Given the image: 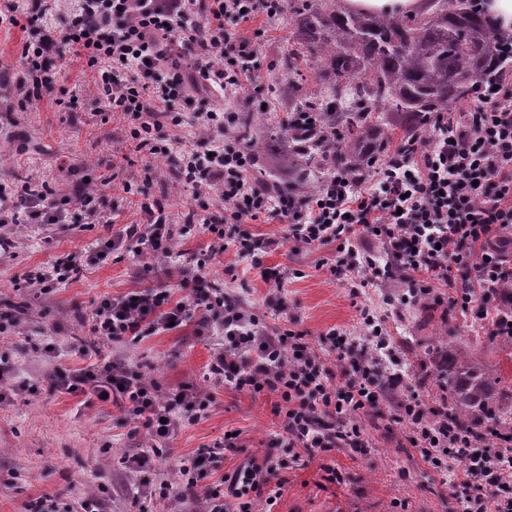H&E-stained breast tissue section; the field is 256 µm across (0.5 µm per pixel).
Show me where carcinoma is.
<instances>
[{
  "instance_id": "obj_1",
  "label": "carcinoma",
  "mask_w": 512,
  "mask_h": 512,
  "mask_svg": "<svg viewBox=\"0 0 512 512\" xmlns=\"http://www.w3.org/2000/svg\"><path fill=\"white\" fill-rule=\"evenodd\" d=\"M414 16L337 12L324 3L293 0L297 29L293 48L284 60L297 66L302 57L320 63L318 78L324 103L315 108L300 93L296 109L319 113L318 134L310 140L286 135L282 157L293 183L312 193L320 180L305 161L319 156L328 168L362 172L380 152L384 130L370 122L371 109L388 105L393 125L421 133L433 112H446L468 97L497 59L493 22L478 0H425ZM240 146L254 158L270 146L259 137L248 114L237 117ZM434 399L447 411L433 418L476 430L509 451L512 438L498 434L512 429V383L488 370L475 352L451 335L440 336L426 353Z\"/></svg>"
}]
</instances>
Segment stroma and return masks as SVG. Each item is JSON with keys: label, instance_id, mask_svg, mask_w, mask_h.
<instances>
[{"label": "stroma", "instance_id": "obj_1", "mask_svg": "<svg viewBox=\"0 0 512 512\" xmlns=\"http://www.w3.org/2000/svg\"><path fill=\"white\" fill-rule=\"evenodd\" d=\"M293 26L288 10L273 19L259 14L242 24L241 32L258 49L254 78L235 98H224L219 91L209 98L214 109L249 113L258 133L268 139L282 137L294 88L313 94L322 89L318 64L296 72L283 64ZM61 65L63 89L78 95L73 111H62L47 99L36 109L12 112L9 124L0 128V179L11 186L25 176L53 187L62 178L73 184L113 171L119 180L138 185L163 203L173 223L182 224L191 202L172 190L175 166L163 157L143 159L135 151L128 120L105 114L84 59L68 55ZM110 235L101 224H58L45 233L26 228L14 233L12 248L0 254V316H13L18 305L26 309L19 329L0 334V372L13 383L12 389L0 392V512H27L40 498L75 506L91 495L98 497L104 512H190V502L157 495L161 480L178 469L181 459L212 447L225 433H237V451L225 452L212 463L210 481L215 484L248 458L261 456L271 435L281 429L282 418L274 413L271 398L218 386L208 415L184 423L163 444L158 472L132 474L125 469L127 455L148 449L147 435L119 404L53 387L58 369H80L88 361L76 352L55 357L45 347L58 335L75 344L88 340V323L101 298L147 285L138 273L142 258L116 252L108 262L88 267L77 280L46 294L24 285L30 272L57 256L88 251ZM335 257L334 246L299 250L290 242L265 254V265L288 271L284 313L269 304L268 287L256 271L236 263L232 253L213 256L208 273L213 284L241 297L267 323L307 332L314 341L333 328L363 338L366 330L357 306H370L386 320L392 343L407 352L400 370L420 398L429 396L424 383L429 362L423 352L435 337L447 333L456 344L475 348L487 368L512 375L501 343L481 339L480 327L467 319H449L453 288H446L444 300L429 305L414 302L407 287L398 283L363 289L355 300L330 273L327 263ZM215 348L214 340L197 335L191 323L136 343L108 345L104 352L146 365L161 388L170 390L184 383L208 386ZM403 430L395 422L367 426V447L341 448L304 467L284 470L287 485L271 512H459L448 474L427 467L404 448ZM330 466L339 480L329 481Z\"/></svg>", "mask_w": 512, "mask_h": 512}]
</instances>
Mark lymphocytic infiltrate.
<instances>
[{
  "label": "lymphocytic infiltrate",
  "mask_w": 512,
  "mask_h": 512,
  "mask_svg": "<svg viewBox=\"0 0 512 512\" xmlns=\"http://www.w3.org/2000/svg\"><path fill=\"white\" fill-rule=\"evenodd\" d=\"M61 26L46 22L48 0H0V21L23 15L35 31L23 42L14 69L17 103L36 105L59 88L56 62L64 53L83 58L110 112L131 118L130 139L136 152L175 155L181 189L194 198H211L224 206V223L188 210L182 231L209 234L210 254L233 252L239 262L257 269L276 292L277 306L287 309L283 287L288 273L264 265L263 246L282 240L303 247H336L330 267L336 279L352 288L379 280L403 278L415 297L439 300V286H453L462 311L495 336H512V300L501 289L512 287V35L497 36L501 65L479 80L460 112L434 113L426 135L415 137L413 151L396 147L375 158L361 175L337 171L323 177L317 191L297 188L272 194L254 182L250 153L236 142V115L207 107L205 90L235 93L251 80L257 51L238 33L257 10L276 15L282 0H63ZM191 58H181L185 48ZM171 69L159 71L163 59ZM186 125L197 133V148H180L169 129ZM111 182L82 181L68 192L13 190L0 184V224H61L73 201L96 215L99 191ZM144 223L126 224L100 242L90 259L76 253L58 257L29 274L26 285L49 293L78 278L85 262L102 263L129 247L150 255L142 273L164 268L176 289L140 288L103 297L95 306L88 332L95 343L124 345L146 336L196 322L201 336L223 345L214 354L213 384L253 396L274 397L283 433L270 439L261 458L250 459L220 483L206 484L207 466L224 451L236 450L232 438L206 452L183 459L180 476L161 483L163 497H193L197 512H255L260 499L284 492L286 464L339 448L365 447V423L403 422L407 411L436 412L409 392L402 373L378 376L382 356L392 355L384 321L367 306L359 316L369 330L368 344H357L338 329L326 334L334 364L311 343L307 332L272 329L247 307L210 285L207 261H178L171 248V218L158 201L141 199ZM274 214L287 220L284 239H258L244 220ZM371 238L383 247L382 262L359 253L357 240ZM60 389H89L95 397L123 402L127 415L141 422L155 449L125 459L132 471L158 466L159 443L187 421L207 414L213 395L188 384L164 391L148 372L124 358L98 357L84 368L59 373ZM406 443L427 464L467 462L459 481L465 489L462 512H512V461L484 439L453 431L422 436L405 432ZM291 450L282 462L277 450Z\"/></svg>",
  "instance_id": "lymphocytic-infiltrate-1"
}]
</instances>
